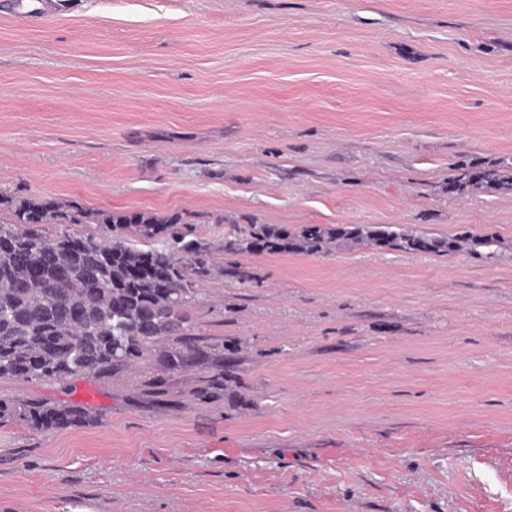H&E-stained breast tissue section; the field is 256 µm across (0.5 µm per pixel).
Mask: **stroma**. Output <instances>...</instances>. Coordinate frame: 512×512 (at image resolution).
<instances>
[{"instance_id": "35a3bbf8", "label": "stroma", "mask_w": 512, "mask_h": 512, "mask_svg": "<svg viewBox=\"0 0 512 512\" xmlns=\"http://www.w3.org/2000/svg\"><path fill=\"white\" fill-rule=\"evenodd\" d=\"M512 0H0V193L176 216L184 327L224 360L0 398V512H512ZM398 226L491 248L251 245ZM461 172L451 183V190L464 192L469 187L490 185L506 194H512V173L504 172L494 167H484L477 170L461 168ZM328 236L325 235L324 229L318 226L310 227L304 230L302 235V240L299 243H289L288 246L278 243L281 249L285 248H293L297 250L304 251L306 253H319L321 252L325 245L327 244ZM19 415L31 428L51 432L90 425L83 406L73 402L25 401L18 410L13 403L0 399V421Z\"/></svg>"}]
</instances>
